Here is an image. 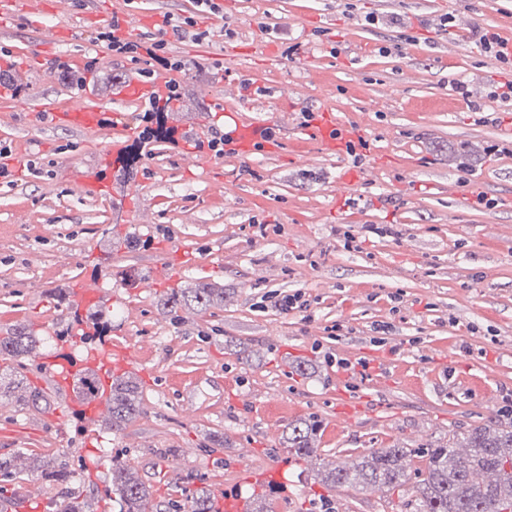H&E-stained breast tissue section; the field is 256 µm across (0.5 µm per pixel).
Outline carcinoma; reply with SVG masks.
Returning <instances> with one entry per match:
<instances>
[{"instance_id": "1", "label": "carcinoma", "mask_w": 512, "mask_h": 512, "mask_svg": "<svg viewBox=\"0 0 512 512\" xmlns=\"http://www.w3.org/2000/svg\"><path fill=\"white\" fill-rule=\"evenodd\" d=\"M224 289L209 282H198L192 288L171 291L165 304L170 312L196 306L204 310L224 304ZM40 344V339L25 328L0 340V356L12 361L8 374L0 373V397L21 391L37 401L41 395L27 386L24 374L25 356ZM81 388L87 398L100 394L98 376L87 371L81 378ZM109 422L112 432L122 431L141 411V386L133 377L112 382L109 395ZM318 426L314 423L295 424L288 435V448L299 458L317 451ZM460 448L469 452L462 455ZM427 467L412 499L407 502L411 512H512V422L474 427L461 440L426 449ZM412 452L399 447L376 448L359 460L344 463L327 472L330 485L381 484L400 486L411 466ZM111 484L107 494L120 504V512H167L162 503L151 497L147 486L126 463L112 460ZM21 471L15 461L0 459V501L17 495ZM213 500L208 490L200 488L186 497L177 512H212ZM47 512H86L85 502L69 487L48 498Z\"/></svg>"}]
</instances>
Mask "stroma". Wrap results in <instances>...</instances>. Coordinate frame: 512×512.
<instances>
[{
  "label": "stroma",
  "mask_w": 512,
  "mask_h": 512,
  "mask_svg": "<svg viewBox=\"0 0 512 512\" xmlns=\"http://www.w3.org/2000/svg\"><path fill=\"white\" fill-rule=\"evenodd\" d=\"M215 21L175 35L133 26L131 35L165 39L182 61L175 78L188 94L168 122L213 126L216 103L246 119L263 115L288 139L281 155L223 157L187 171L175 148L157 142L133 175L111 174L98 198L77 177L108 141L107 130L43 128L27 112L37 100L59 108L92 92L135 127L137 105L117 99L107 80L154 74L147 60L112 55L96 36L100 19L73 29L70 16L40 0V24L63 29L50 49L26 17L0 32V52L19 55L12 96L0 100V148L13 175L0 179V337L23 324L43 343L25 374L43 394L0 408V458L26 465L33 453L81 459L70 486L93 496L94 512H119L106 496L112 457L127 461L155 500L194 489L237 488L222 455L252 449L263 464L285 453L288 426L319 424L317 452L292 466L293 496L264 493L267 512H406L425 459L413 458L404 486L323 485L324 473L376 448H426L494 419L512 396V106L490 95L512 63L485 53L475 37L512 35V0H224ZM450 27H442L443 19ZM263 42L268 55H231ZM53 76L33 80L45 58ZM96 61L94 73L84 65ZM282 87L257 102L226 91L234 80ZM464 82L469 98L453 90ZM326 108L360 125L372 150L361 162L331 156L304 135L303 112ZM355 173L344 184L342 171ZM482 191L490 205L470 209ZM267 224L260 232L259 224ZM393 227L379 237L366 225ZM361 237L343 246L344 230ZM188 239L199 263L177 285L233 288L223 306L183 309L173 320L159 301L154 265ZM103 275L105 298L89 305L125 336L156 372L140 415L120 433L104 420L83 429L35 364L54 351L82 281ZM122 290L125 303L108 293ZM304 292L307 311L285 312L268 297ZM340 335H330L334 324ZM368 362L364 393L376 405L354 420L336 411L343 361ZM193 388L196 411L181 393ZM254 395L249 415L233 398ZM240 489V488H237ZM250 495V488L240 489Z\"/></svg>",
  "instance_id": "stroma-1"
}]
</instances>
